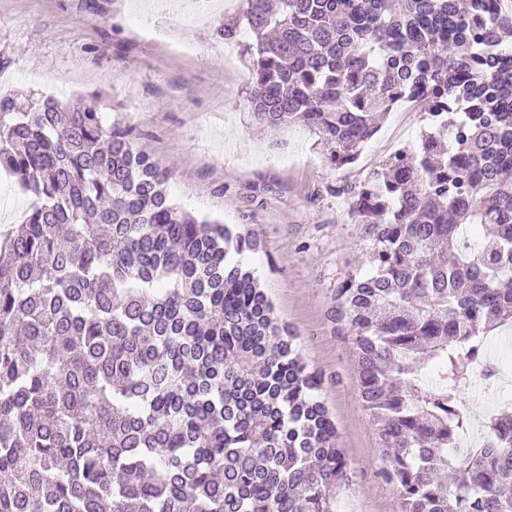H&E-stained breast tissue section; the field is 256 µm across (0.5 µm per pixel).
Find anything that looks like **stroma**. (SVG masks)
<instances>
[{
  "label": "stroma",
  "instance_id": "35a3bbf8",
  "mask_svg": "<svg viewBox=\"0 0 512 512\" xmlns=\"http://www.w3.org/2000/svg\"><path fill=\"white\" fill-rule=\"evenodd\" d=\"M238 14L226 0L194 11L168 0L163 13L155 0H0V95L68 102L106 93L167 170L177 205L259 240L244 261L305 363L324 373L318 396L351 471L335 491L336 512H399L397 491L379 475V437L360 400L352 340L328 311L337 283L371 268V246L342 188L416 147L430 121L418 106L392 109L357 161L339 168L307 127H258L246 102L252 37L229 43L215 33Z\"/></svg>",
  "mask_w": 512,
  "mask_h": 512
}]
</instances>
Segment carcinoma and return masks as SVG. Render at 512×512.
<instances>
[{"instance_id":"obj_1","label":"carcinoma","mask_w":512,"mask_h":512,"mask_svg":"<svg viewBox=\"0 0 512 512\" xmlns=\"http://www.w3.org/2000/svg\"><path fill=\"white\" fill-rule=\"evenodd\" d=\"M247 99L355 162L406 99L431 130L344 189L372 269L341 281L379 476L400 512H512V402L464 443L469 367L512 327V0H244ZM104 95L0 96V512H336L322 373L239 256L172 202ZM31 203V197L22 192L14 180L0 176V230L11 224H21Z\"/></svg>"}]
</instances>
